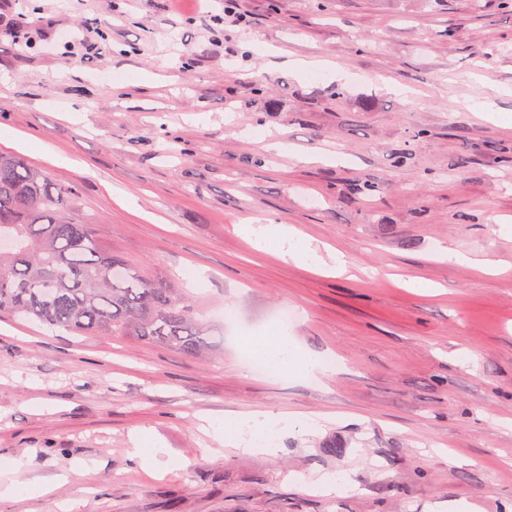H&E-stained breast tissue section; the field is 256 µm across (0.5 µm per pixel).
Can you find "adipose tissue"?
I'll return each instance as SVG.
<instances>
[{
  "instance_id": "ef3b65f1",
  "label": "adipose tissue",
  "mask_w": 512,
  "mask_h": 512,
  "mask_svg": "<svg viewBox=\"0 0 512 512\" xmlns=\"http://www.w3.org/2000/svg\"><path fill=\"white\" fill-rule=\"evenodd\" d=\"M246 230L256 249L276 250L285 260L303 261L316 266L322 265L323 259L315 249L297 237L285 224L247 225ZM251 357L270 365L276 372L284 374L296 368H304L308 373L322 371L321 359L299 350L287 331L258 330L248 338ZM306 431L312 426L307 416L272 417L265 412H252L225 418L222 426L215 430V435L225 445L243 452L265 457L275 456L278 452L273 438L276 427Z\"/></svg>"
}]
</instances>
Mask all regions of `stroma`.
Instances as JSON below:
<instances>
[{"mask_svg":"<svg viewBox=\"0 0 512 512\" xmlns=\"http://www.w3.org/2000/svg\"><path fill=\"white\" fill-rule=\"evenodd\" d=\"M240 7L234 25L222 0H0V129L48 145L19 157L77 186L75 220L186 289L206 339L191 356L1 315L0 459H23L31 490L0 512H512V165L499 161L512 98L498 94L512 87V9ZM19 17L24 49L5 33ZM313 57L345 79L288 66ZM267 130L286 151L256 143ZM257 220L340 252L349 272L253 249L243 227ZM287 308L322 374L264 375L244 358L247 334ZM254 410L320 421L279 435L274 457L200 429ZM136 436L177 468H143Z\"/></svg>","mask_w":512,"mask_h":512,"instance_id":"stroma-1","label":"stroma"}]
</instances>
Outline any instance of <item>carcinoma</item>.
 Returning <instances> with one entry per match:
<instances>
[{"mask_svg":"<svg viewBox=\"0 0 512 512\" xmlns=\"http://www.w3.org/2000/svg\"><path fill=\"white\" fill-rule=\"evenodd\" d=\"M77 188L0 153V313L76 335L133 337L189 355L204 341L192 300L112 251L97 225L74 220Z\"/></svg>","mask_w":512,"mask_h":512,"instance_id":"carcinoma-1","label":"carcinoma"}]
</instances>
